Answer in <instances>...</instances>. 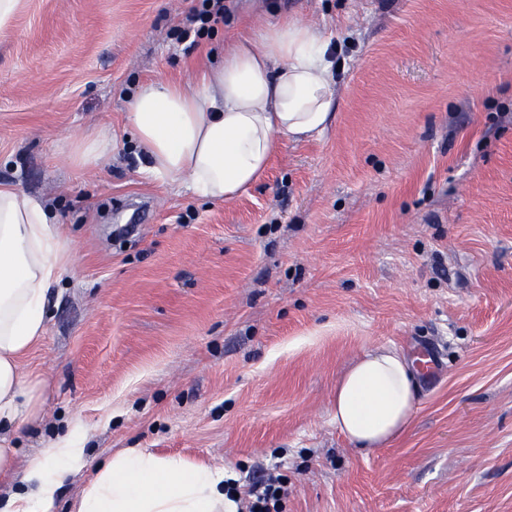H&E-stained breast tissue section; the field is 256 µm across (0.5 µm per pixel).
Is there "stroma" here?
<instances>
[{
    "label": "stroma",
    "instance_id": "obj_1",
    "mask_svg": "<svg viewBox=\"0 0 512 512\" xmlns=\"http://www.w3.org/2000/svg\"><path fill=\"white\" fill-rule=\"evenodd\" d=\"M191 0H24L0 28V184L67 224L75 272L47 294L21 361L46 383L18 465L78 428L251 483L278 467L282 512H512V0H224L189 48ZM292 15L342 60L336 118L281 141L229 202L147 177L127 106L185 83L229 41ZM108 128L93 171L73 132ZM439 356L411 426L371 451L331 421L361 355Z\"/></svg>",
    "mask_w": 512,
    "mask_h": 512
}]
</instances>
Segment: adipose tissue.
<instances>
[{
	"mask_svg": "<svg viewBox=\"0 0 512 512\" xmlns=\"http://www.w3.org/2000/svg\"><path fill=\"white\" fill-rule=\"evenodd\" d=\"M337 62L317 25L282 17L259 38L242 35L222 63L191 84L164 79L134 95L128 122L145 172L200 198L229 201L263 176L279 139L323 136L336 117ZM70 165L86 170L113 148L108 130L72 136ZM73 267L63 224L35 197L0 185V512H54L66 482L85 466L72 434L58 437L25 471L10 434L41 412L46 382L23 375L21 358L44 337L50 287ZM417 402L411 362L384 348L357 359L336 387L332 421L356 448L370 450L405 432ZM222 469L146 448L110 454L70 502L69 512H237Z\"/></svg>",
	"mask_w": 512,
	"mask_h": 512,
	"instance_id": "ef3b65f1",
	"label": "adipose tissue"
}]
</instances>
